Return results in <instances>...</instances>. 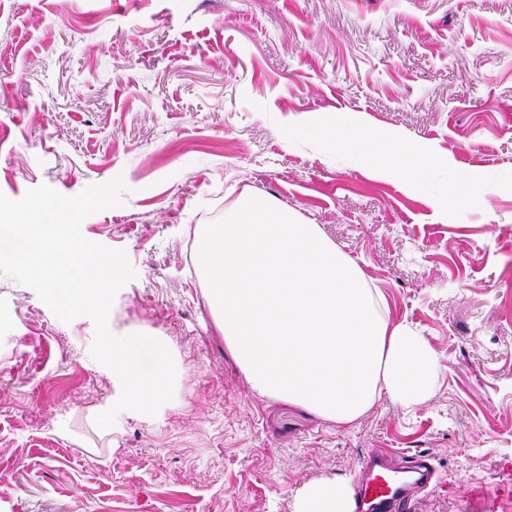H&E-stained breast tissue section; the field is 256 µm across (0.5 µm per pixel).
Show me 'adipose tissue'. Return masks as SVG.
Wrapping results in <instances>:
<instances>
[{
	"label": "adipose tissue",
	"instance_id": "1",
	"mask_svg": "<svg viewBox=\"0 0 512 512\" xmlns=\"http://www.w3.org/2000/svg\"><path fill=\"white\" fill-rule=\"evenodd\" d=\"M332 143L357 165H390L412 184L419 183L422 172L437 167L439 162L437 154L429 149L391 141L365 126L337 131ZM353 507L349 482L326 479L304 485L294 500L293 512H352Z\"/></svg>",
	"mask_w": 512,
	"mask_h": 512
}]
</instances>
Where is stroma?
I'll list each match as a JSON object with an SVG mask.
<instances>
[{
  "label": "stroma",
  "mask_w": 512,
  "mask_h": 512,
  "mask_svg": "<svg viewBox=\"0 0 512 512\" xmlns=\"http://www.w3.org/2000/svg\"><path fill=\"white\" fill-rule=\"evenodd\" d=\"M349 123L470 171L477 203L288 135ZM118 176L123 205L81 233L125 251L108 326L166 342L173 398L99 428L120 387L93 320L0 274V512H291L378 448L435 471L409 512H512V0H0V192ZM246 190L319 225L425 336L427 401L339 425L249 390L195 260Z\"/></svg>",
  "instance_id": "35a3bbf8"
}]
</instances>
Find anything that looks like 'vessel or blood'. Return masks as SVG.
Here are the masks:
<instances>
[{
    "instance_id": "1",
    "label": "vessel or blood",
    "mask_w": 512,
    "mask_h": 512,
    "mask_svg": "<svg viewBox=\"0 0 512 512\" xmlns=\"http://www.w3.org/2000/svg\"><path fill=\"white\" fill-rule=\"evenodd\" d=\"M364 479L357 512H408L413 487L426 485L433 476L427 460L420 459L397 467L391 459L381 454H370L361 463Z\"/></svg>"
}]
</instances>
